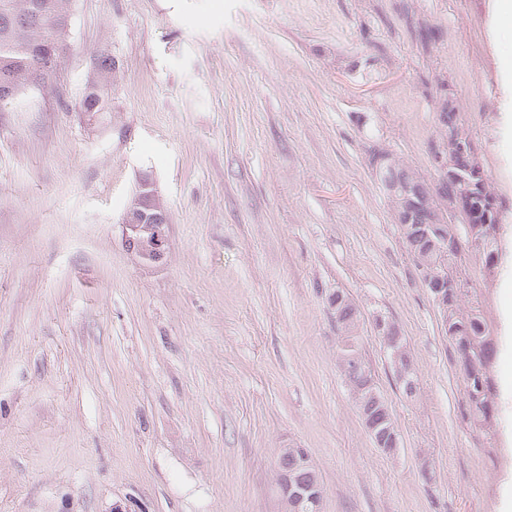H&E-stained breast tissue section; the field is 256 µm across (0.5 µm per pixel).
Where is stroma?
<instances>
[{
  "mask_svg": "<svg viewBox=\"0 0 512 512\" xmlns=\"http://www.w3.org/2000/svg\"><path fill=\"white\" fill-rule=\"evenodd\" d=\"M55 88L0 107V512H281L306 449L323 512L512 502V17L498 0H71ZM112 53L111 109L82 111ZM449 105L504 202L500 259L457 267L497 345L494 434L370 165L428 183ZM165 259L127 253L142 172ZM401 435L384 455L342 375L327 297ZM396 322L419 390L374 329ZM342 297L337 305V296ZM332 293L328 297V304L330 307L335 308L334 314L336 315V328L343 330V327H350L355 329L360 317V310L356 303L343 291ZM340 356L342 364L347 367L349 361H356L358 358V345L354 333H348L343 330L340 343Z\"/></svg>",
  "mask_w": 512,
  "mask_h": 512,
  "instance_id": "obj_1",
  "label": "stroma"
}]
</instances>
